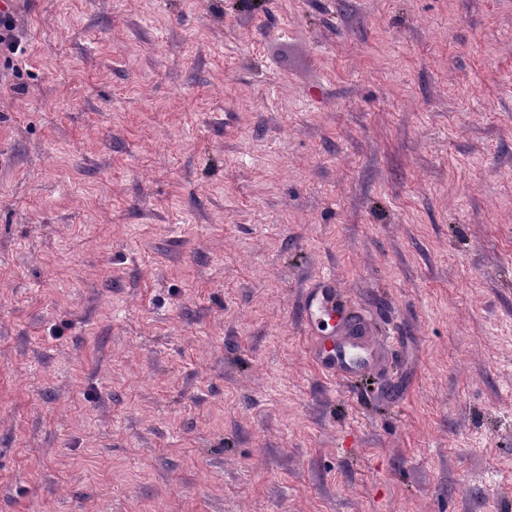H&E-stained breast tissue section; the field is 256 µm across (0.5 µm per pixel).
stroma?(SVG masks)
Masks as SVG:
<instances>
[{"instance_id":"1","label":"stroma","mask_w":512,"mask_h":512,"mask_svg":"<svg viewBox=\"0 0 512 512\" xmlns=\"http://www.w3.org/2000/svg\"><path fill=\"white\" fill-rule=\"evenodd\" d=\"M13 10L0 512H512V0ZM333 288H335V285L330 281L323 288H313L309 291L304 303V312L307 318L316 312L324 314L329 310H337L343 314L340 308L336 306V294ZM344 317L349 326L357 324L356 319L348 317V315H344ZM322 370L333 377L350 378L358 371L372 367V359L366 357L349 358L347 356H323L319 358Z\"/></svg>"}]
</instances>
